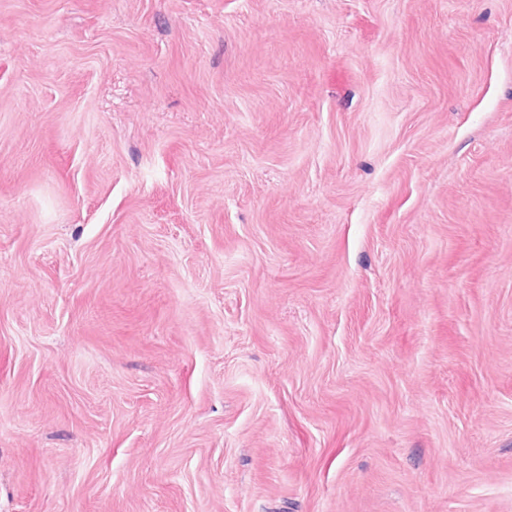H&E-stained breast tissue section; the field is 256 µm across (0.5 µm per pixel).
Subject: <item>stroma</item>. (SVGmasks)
I'll list each match as a JSON object with an SVG mask.
<instances>
[{"mask_svg": "<svg viewBox=\"0 0 512 512\" xmlns=\"http://www.w3.org/2000/svg\"><path fill=\"white\" fill-rule=\"evenodd\" d=\"M0 512H512V0H0Z\"/></svg>", "mask_w": 512, "mask_h": 512, "instance_id": "obj_1", "label": "stroma"}]
</instances>
